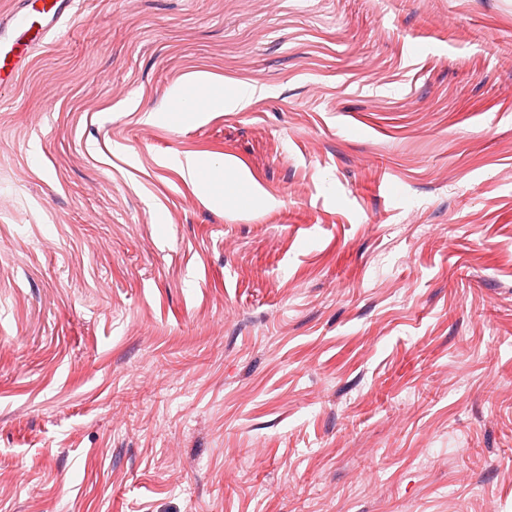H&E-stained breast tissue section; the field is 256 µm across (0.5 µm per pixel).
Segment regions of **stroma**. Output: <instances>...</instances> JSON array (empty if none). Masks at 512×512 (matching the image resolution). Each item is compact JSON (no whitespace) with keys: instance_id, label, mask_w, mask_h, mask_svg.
<instances>
[{"instance_id":"35a3bbf8","label":"stroma","mask_w":512,"mask_h":512,"mask_svg":"<svg viewBox=\"0 0 512 512\" xmlns=\"http://www.w3.org/2000/svg\"><path fill=\"white\" fill-rule=\"evenodd\" d=\"M76 8L0 88V512H512V0ZM191 92L182 97V106L185 112H212L213 110L201 109L198 101L213 88H222L223 81L206 72L191 74L188 79ZM256 93V87L243 86L240 87L237 93L230 97H224V94L218 92L214 94L209 100L208 104L214 108L215 110H219L221 108L224 111V108L236 109V108H244L249 104L251 99ZM224 97V101H223ZM223 102V106H222ZM222 106V107H221ZM182 168L190 179L200 182L204 181L210 186V193L213 189L224 185V196L233 198L234 193H229L228 188L236 185L235 182L226 180V175L231 171L228 163L221 162L218 165L213 163L203 164L200 159L194 156H186L185 162H182ZM206 175V178H204Z\"/></svg>"}]
</instances>
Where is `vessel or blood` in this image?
<instances>
[{
	"label": "vessel or blood",
	"mask_w": 512,
	"mask_h": 512,
	"mask_svg": "<svg viewBox=\"0 0 512 512\" xmlns=\"http://www.w3.org/2000/svg\"><path fill=\"white\" fill-rule=\"evenodd\" d=\"M74 7V0H16L11 14L0 18V84L14 79L21 63L44 46Z\"/></svg>",
	"instance_id": "1"
}]
</instances>
